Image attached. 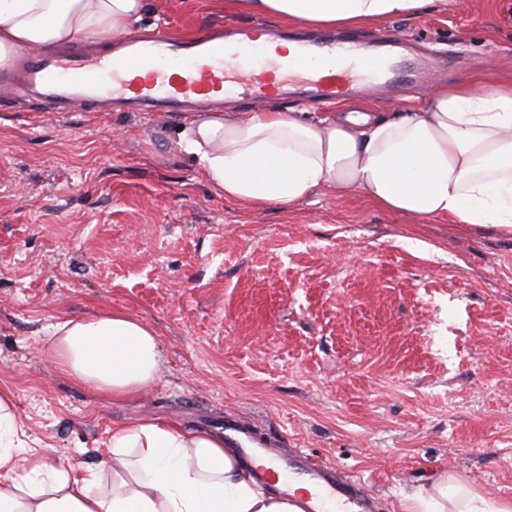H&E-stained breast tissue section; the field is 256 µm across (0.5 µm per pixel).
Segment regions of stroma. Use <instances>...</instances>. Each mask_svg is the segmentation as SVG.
<instances>
[{
    "instance_id": "stroma-1",
    "label": "stroma",
    "mask_w": 512,
    "mask_h": 512,
    "mask_svg": "<svg viewBox=\"0 0 512 512\" xmlns=\"http://www.w3.org/2000/svg\"><path fill=\"white\" fill-rule=\"evenodd\" d=\"M227 19L224 0H148L140 25L190 37ZM383 25L454 82L512 79V0ZM187 120L0 93V389L36 448L95 466L129 418L215 431L233 411L385 512L446 472L512 500V237L357 194L247 208L181 150ZM112 312L159 338L160 378L129 401L73 384L47 342L59 319Z\"/></svg>"
}]
</instances>
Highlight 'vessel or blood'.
Wrapping results in <instances>:
<instances>
[{
    "label": "vessel or blood",
    "mask_w": 512,
    "mask_h": 512,
    "mask_svg": "<svg viewBox=\"0 0 512 512\" xmlns=\"http://www.w3.org/2000/svg\"><path fill=\"white\" fill-rule=\"evenodd\" d=\"M294 53L264 24H240L232 32L210 27L192 37L171 36L162 28L134 32L107 53L83 49H30L0 72V88L25 94L55 112H75L88 104L116 102L133 112H180L206 107L236 94L261 101L290 96L325 104L351 94L359 81L398 93L420 71L400 49L406 41L394 33L365 38L299 37ZM224 434L245 458L258 457L270 477L287 489L309 486L306 512H380L382 503L369 490L348 481L334 466H312L299 448L282 451L255 443L234 416L224 419Z\"/></svg>",
    "instance_id": "vessel-or-blood-1"
}]
</instances>
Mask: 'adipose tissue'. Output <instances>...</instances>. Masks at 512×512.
<instances>
[{
    "label": "adipose tissue",
    "instance_id": "1",
    "mask_svg": "<svg viewBox=\"0 0 512 512\" xmlns=\"http://www.w3.org/2000/svg\"><path fill=\"white\" fill-rule=\"evenodd\" d=\"M447 0H224L227 10L312 28H351L416 14ZM146 0H0V64L21 49L125 35ZM179 145L225 198L288 208L327 191L360 194L407 218H442L512 235V83L436 86L425 106L397 117L342 112L193 116ZM56 368L114 400L159 378L151 327L112 312L51 324ZM10 391L0 390V512H304L300 494L263 481L222 436L138 418L114 428L96 466L31 453ZM402 512H512L444 474L402 497Z\"/></svg>",
    "mask_w": 512,
    "mask_h": 512
}]
</instances>
